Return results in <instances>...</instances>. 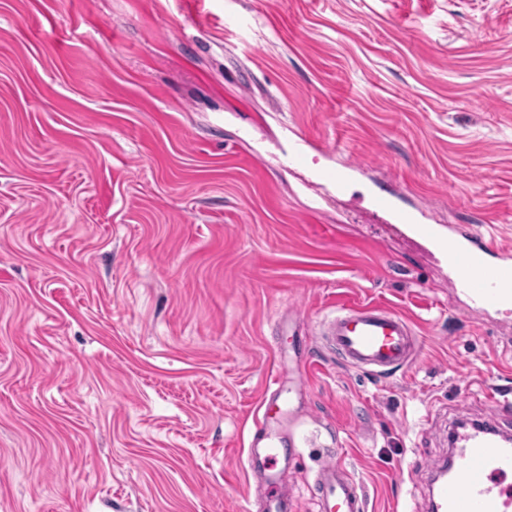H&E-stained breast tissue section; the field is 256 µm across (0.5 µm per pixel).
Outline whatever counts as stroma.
Returning a JSON list of instances; mask_svg holds the SVG:
<instances>
[{
    "instance_id": "1",
    "label": "stroma",
    "mask_w": 512,
    "mask_h": 512,
    "mask_svg": "<svg viewBox=\"0 0 512 512\" xmlns=\"http://www.w3.org/2000/svg\"><path fill=\"white\" fill-rule=\"evenodd\" d=\"M379 194L512 247V0H0V512H247L273 376L296 512L331 456L368 512H429L453 422L512 385V309ZM340 303L418 360L339 362ZM320 336L346 366L373 375L394 374L412 365L422 338L398 313L377 305L343 304Z\"/></svg>"
}]
</instances>
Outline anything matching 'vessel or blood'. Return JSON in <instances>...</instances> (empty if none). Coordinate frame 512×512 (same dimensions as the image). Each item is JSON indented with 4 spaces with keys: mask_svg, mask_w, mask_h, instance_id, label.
Wrapping results in <instances>:
<instances>
[{
    "mask_svg": "<svg viewBox=\"0 0 512 512\" xmlns=\"http://www.w3.org/2000/svg\"><path fill=\"white\" fill-rule=\"evenodd\" d=\"M374 207L394 223L414 226L417 234L445 255L457 285L475 310L512 304V260L492 263L485 239L472 232L444 234L435 224H414L411 214L397 209L391 198L377 195ZM321 337L346 366L377 376L412 365L422 351V338L398 313L377 305L344 304L328 318ZM485 404L497 417L512 412V388L490 387ZM451 469L435 482L431 504L435 512H512V444L480 426L457 430L451 442ZM284 448L266 441L267 493L260 512H294L292 497L280 486L277 469ZM317 512H367L363 483L340 461L319 467L312 485Z\"/></svg>",
    "mask_w": 512,
    "mask_h": 512,
    "instance_id": "obj_1",
    "label": "vessel or blood"
}]
</instances>
